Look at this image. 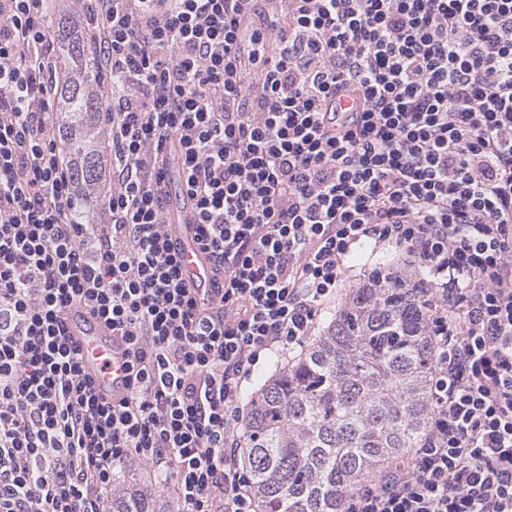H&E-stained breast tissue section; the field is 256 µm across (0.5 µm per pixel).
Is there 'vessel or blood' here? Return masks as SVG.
<instances>
[{
    "label": "vessel or blood",
    "mask_w": 512,
    "mask_h": 512,
    "mask_svg": "<svg viewBox=\"0 0 512 512\" xmlns=\"http://www.w3.org/2000/svg\"><path fill=\"white\" fill-rule=\"evenodd\" d=\"M175 237L189 283L195 288L211 287L213 274L196 242L194 225L178 226ZM70 330L85 355L86 370L99 390L109 397L118 395L122 377L118 339L87 314L71 316Z\"/></svg>",
    "instance_id": "obj_1"
}]
</instances>
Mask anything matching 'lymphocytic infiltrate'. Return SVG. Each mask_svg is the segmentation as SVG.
Wrapping results in <instances>:
<instances>
[{
	"label": "lymphocytic infiltrate",
	"mask_w": 512,
	"mask_h": 512,
	"mask_svg": "<svg viewBox=\"0 0 512 512\" xmlns=\"http://www.w3.org/2000/svg\"><path fill=\"white\" fill-rule=\"evenodd\" d=\"M112 167L79 218L51 0H0V512H255L243 385L313 336L363 246L424 285L427 442L346 512H512V0H77ZM362 109L340 112L337 90ZM188 207L212 288L172 243ZM123 342V391L67 314ZM70 330L85 355L87 372L99 390L107 397L119 394L122 377L119 358V340L90 315L73 314ZM119 482V486L147 488L155 493V512H176L175 500L168 490L163 488V483L152 471L142 468L136 461L131 460L127 463ZM151 493L148 491L121 488L112 493V512H150Z\"/></svg>",
	"instance_id": "lymphocytic-infiltrate-1"
}]
</instances>
